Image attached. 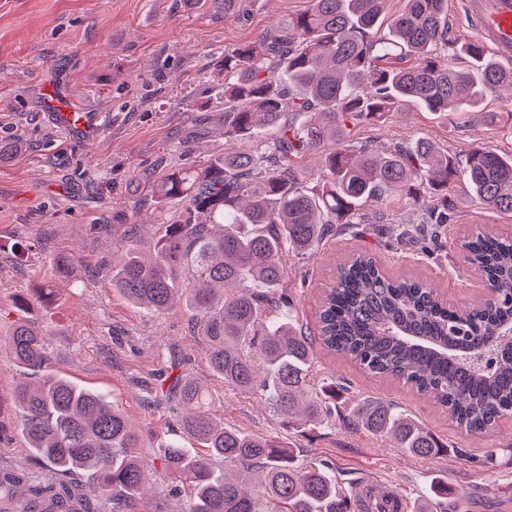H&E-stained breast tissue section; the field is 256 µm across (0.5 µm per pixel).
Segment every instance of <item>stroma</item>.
Here are the masks:
<instances>
[{"label": "stroma", "mask_w": 512, "mask_h": 512, "mask_svg": "<svg viewBox=\"0 0 512 512\" xmlns=\"http://www.w3.org/2000/svg\"><path fill=\"white\" fill-rule=\"evenodd\" d=\"M309 0H246L225 15L223 0H0V139L19 140L0 161V334L17 318L15 300L30 297L29 320L44 330L48 370L105 394L132 421L140 452L154 470L138 512H178L179 501L160 473L159 446L173 424L169 387L176 374L207 385L225 426L264 435H288L295 462H321L344 492L371 484L415 503L435 498V479L470 499L469 512H507L512 494V417L482 433L459 428L445 408L411 385L377 376L324 348L316 350V378L336 382V403L382 401L406 411L447 443L445 453L420 458L391 441L334 424L303 435L285 433L255 395L245 397L212 376L189 307L156 315L133 306L112 286V261L130 224H160L180 212L146 200L148 183L197 153L224 147V115L209 76L225 48L275 30L305 11ZM53 76L100 129L89 141L73 139L43 115V80ZM208 102V113L196 106ZM419 136L451 157L465 158L475 140L512 152V136L481 123L450 125L420 107L395 113L383 125H364L359 143L386 148ZM454 217L446 245L435 248L419 232L420 208L368 203L360 223L326 239L317 255L288 262L291 310L316 330L321 294L339 263L368 250L385 271L430 281L458 310L478 303L484 284L470 269L460 240L487 229L512 238V218L485 210L465 186L451 189ZM38 240L15 256L14 246ZM73 257L63 275L53 261ZM54 285L50 303L37 288ZM22 373L0 358V462L44 472L15 434L12 393Z\"/></svg>", "instance_id": "obj_1"}]
</instances>
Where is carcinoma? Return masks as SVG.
Here are the masks:
<instances>
[{"mask_svg": "<svg viewBox=\"0 0 512 512\" xmlns=\"http://www.w3.org/2000/svg\"><path fill=\"white\" fill-rule=\"evenodd\" d=\"M310 0L273 33L224 50L211 73L224 103V150L171 168L151 185L154 203L183 204L153 233L142 257L143 225L130 224L112 264V287L148 313L184 299L195 314L208 366L242 395L262 392L285 426L304 433L332 417L429 458L446 443L410 414L383 402L336 407V382H314L315 341L359 361L374 375L404 381L450 412L457 426L482 432L512 415V239L479 233L461 243L481 271L486 295L464 312L449 309L427 282L394 278L372 257L336 267L313 337L285 309L290 255H312L361 207L389 200L419 206L427 223H448V189L464 184L487 210L512 216V153L481 143L454 161L427 137L388 149L359 148L348 137L361 123L382 125L417 104L457 125L506 115L478 112L488 90L512 97V69L476 42L448 52V0ZM463 55L470 66L457 65ZM319 152L306 185L301 160ZM496 338V359L468 358ZM16 367H44L47 346L29 320L15 322L6 345ZM178 425L198 448L161 447L164 475L189 496L180 512H348L329 469L294 465L289 443L224 426L208 389L176 376ZM17 426L47 472L0 465V512H25L22 498L59 507L81 497L84 512H136L147 482L139 435L124 411L98 392L44 374L16 384ZM224 464L218 474L214 464Z\"/></svg>", "mask_w": 512, "mask_h": 512, "instance_id": "cac0c4a2", "label": "carcinoma"}]
</instances>
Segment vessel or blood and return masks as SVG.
Returning a JSON list of instances; mask_svg holds the SVG:
<instances>
[{
  "instance_id": "vessel-or-blood-1",
  "label": "vessel or blood",
  "mask_w": 512,
  "mask_h": 512,
  "mask_svg": "<svg viewBox=\"0 0 512 512\" xmlns=\"http://www.w3.org/2000/svg\"><path fill=\"white\" fill-rule=\"evenodd\" d=\"M461 9L478 44L499 61L512 65V0H462ZM54 124L68 134L87 138L96 129V118L73 111L56 95L42 100Z\"/></svg>"
}]
</instances>
